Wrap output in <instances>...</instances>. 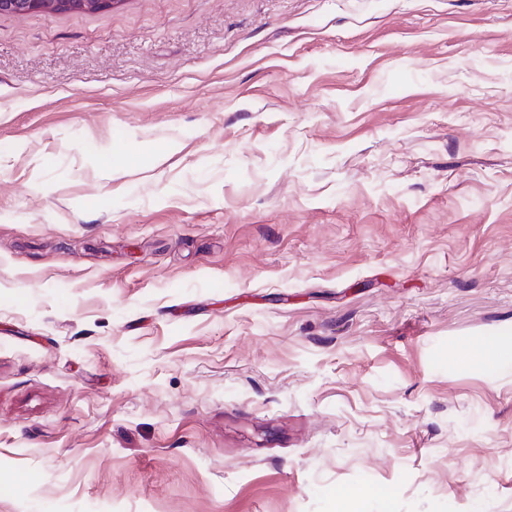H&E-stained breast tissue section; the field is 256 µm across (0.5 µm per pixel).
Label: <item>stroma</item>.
<instances>
[{
    "label": "stroma",
    "instance_id": "stroma-1",
    "mask_svg": "<svg viewBox=\"0 0 512 512\" xmlns=\"http://www.w3.org/2000/svg\"><path fill=\"white\" fill-rule=\"evenodd\" d=\"M489 335L512 0L0 16V512H512ZM392 497V491L390 489H379L376 491H370L363 487H352L347 490L338 491L336 494V512H347L345 504L348 501H353L358 505L355 512H366L364 510L365 501L370 498H375L381 502H387Z\"/></svg>",
    "mask_w": 512,
    "mask_h": 512
}]
</instances>
